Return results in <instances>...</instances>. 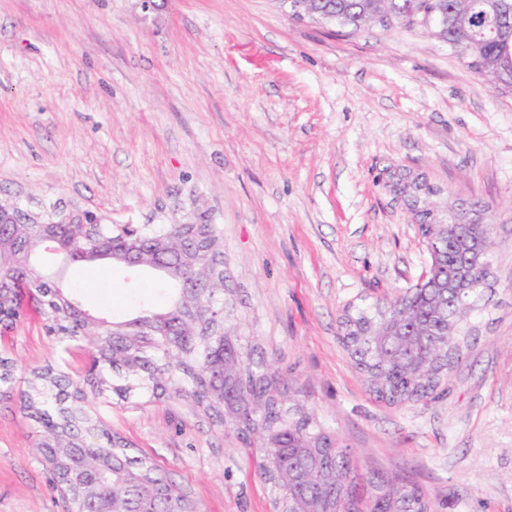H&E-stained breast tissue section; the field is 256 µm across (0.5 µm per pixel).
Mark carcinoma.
I'll list each match as a JSON object with an SVG mask.
<instances>
[{
  "instance_id": "1",
  "label": "carcinoma",
  "mask_w": 512,
  "mask_h": 512,
  "mask_svg": "<svg viewBox=\"0 0 512 512\" xmlns=\"http://www.w3.org/2000/svg\"><path fill=\"white\" fill-rule=\"evenodd\" d=\"M290 8L320 12L351 29L400 26L417 30L412 15L438 6L448 24L433 36L479 74L493 91L512 90V0H289ZM495 9L498 38L479 32L481 15ZM69 215L59 224H6L0 240V333L31 308L49 333L63 340L90 337L92 369L83 382L48 367L32 373L23 406L34 423L37 447L65 512H194L189 497L148 458L102 428L87 394L110 391L122 400L174 394L201 408L225 431L258 449V468L271 484L273 512H433L432 503L407 482L358 473L336 437L297 404L282 405L270 364L257 347L224 323L223 241L214 224H141L128 237L110 224H82ZM78 264L152 259L149 246L173 252L157 274L172 290L169 305L146 308L123 321L93 316L72 288L43 270V242ZM467 244L435 243L429 276L401 296L344 315L341 341L370 390L391 405L432 401L459 359L467 313L454 284L474 281L475 304L486 271L466 260ZM14 363L0 353V390L10 393Z\"/></svg>"
}]
</instances>
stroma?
Returning <instances> with one entry per match:
<instances>
[{"label": "stroma", "instance_id": "obj_1", "mask_svg": "<svg viewBox=\"0 0 512 512\" xmlns=\"http://www.w3.org/2000/svg\"><path fill=\"white\" fill-rule=\"evenodd\" d=\"M477 202L496 227L472 338L428 404L369 390L341 321L415 285L428 255L399 179ZM0 201L42 218L213 224L226 323L364 474L435 512H512V92L435 37L292 16L281 0H0ZM100 316L163 303L159 277L67 265ZM0 350V512H64L21 394L47 365L85 377V344L27 314ZM198 512H270L256 451L185 400L91 401Z\"/></svg>", "mask_w": 512, "mask_h": 512}]
</instances>
